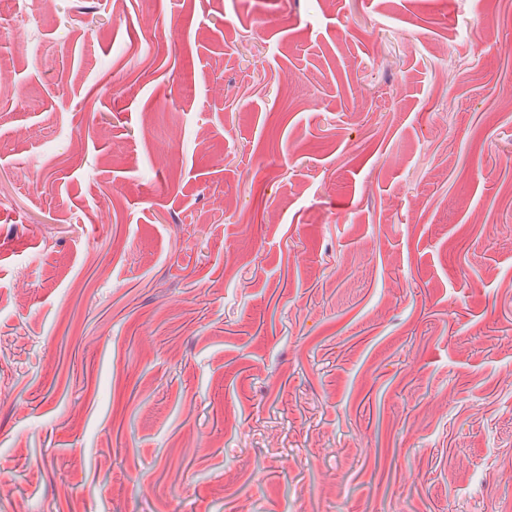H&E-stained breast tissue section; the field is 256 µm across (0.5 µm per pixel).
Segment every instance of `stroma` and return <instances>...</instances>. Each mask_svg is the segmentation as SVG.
<instances>
[{
  "instance_id": "35a3bbf8",
  "label": "stroma",
  "mask_w": 512,
  "mask_h": 512,
  "mask_svg": "<svg viewBox=\"0 0 512 512\" xmlns=\"http://www.w3.org/2000/svg\"><path fill=\"white\" fill-rule=\"evenodd\" d=\"M512 501V0H0V512Z\"/></svg>"
}]
</instances>
